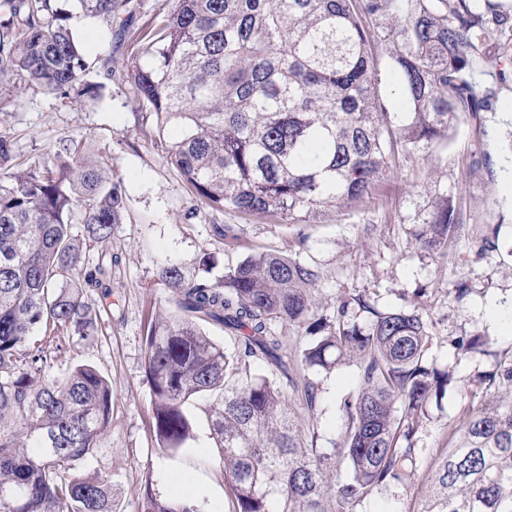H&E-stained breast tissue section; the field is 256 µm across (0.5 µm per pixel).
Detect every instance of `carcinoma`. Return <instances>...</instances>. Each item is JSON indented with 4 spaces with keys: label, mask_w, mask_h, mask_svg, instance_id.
Segmentation results:
<instances>
[{
    "label": "carcinoma",
    "mask_w": 512,
    "mask_h": 512,
    "mask_svg": "<svg viewBox=\"0 0 512 512\" xmlns=\"http://www.w3.org/2000/svg\"><path fill=\"white\" fill-rule=\"evenodd\" d=\"M107 30L136 11L133 0H77ZM139 29L141 49L125 78L178 136L168 157L190 188L217 210L271 215L294 224L311 210L370 200L399 156L448 136L462 115L490 112L512 90V0H172ZM0 74L16 72L65 95L89 62L59 0H0ZM385 48L403 112L388 110L374 53ZM491 66L475 81L476 66ZM120 186L83 154L64 146L49 164L0 177V512H113L112 481L76 474L112 421V385L78 364L47 382L43 365L68 340L99 335L88 289L106 268L89 252L122 220ZM461 222L442 192L415 234L427 250L448 246ZM83 225V235L72 226ZM203 254L191 268L170 260L159 279L175 312L147 325L145 374L160 446L191 437L186 405L208 408L232 512H325L327 471L344 461L336 512H350L391 483L419 479L413 436L445 396L450 373L425 363L430 336L422 314L381 311L361 293L337 300L336 315L315 318L318 272L275 252L252 254L210 273ZM309 336L288 363L272 325ZM237 337L231 355L207 331ZM42 335L33 349L31 337ZM263 363L242 375V359ZM355 359L363 386L343 403L337 456L320 453L289 415L284 387H314L294 373L330 371ZM512 395V361L489 382ZM140 512H197L191 496L162 497L148 481ZM423 512H512V398L472 395L448 454L435 467Z\"/></svg>",
    "instance_id": "1"
}]
</instances>
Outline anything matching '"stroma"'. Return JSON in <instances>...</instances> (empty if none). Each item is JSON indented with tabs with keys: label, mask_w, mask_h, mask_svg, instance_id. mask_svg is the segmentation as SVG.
Returning <instances> with one entry per match:
<instances>
[{
	"label": "stroma",
	"mask_w": 512,
	"mask_h": 512,
	"mask_svg": "<svg viewBox=\"0 0 512 512\" xmlns=\"http://www.w3.org/2000/svg\"><path fill=\"white\" fill-rule=\"evenodd\" d=\"M134 2L128 28L107 34L101 22L76 12L75 0H66L90 63L85 80L92 93L62 96L24 77L0 75V139L11 154L6 171L51 161L76 141L108 170L124 199L111 239L91 252L112 263L104 289L89 294L99 335L90 343H67L43 369L46 379L56 380L74 365L89 364L112 385V423L101 448L74 461L75 472L111 477L114 512H140L147 484L168 498L191 492L198 512H231L205 401L189 408L195 422L191 439L176 450L160 448L149 414L143 336L148 320L174 311L173 293L158 278L164 260L191 265L209 253L219 261L214 270L219 276L254 252L269 251L317 270L320 316L332 317L337 299L358 292L383 311L424 308L431 339L426 361L448 370L451 381L441 406L429 408L414 437L422 480L411 488L388 485L352 507L353 512H418L433 464L446 451L472 392L485 391V378L512 356V91L502 92L492 111L461 117L437 146L400 159L373 202L323 208L295 224L219 211L192 192L171 164L165 147L175 130L158 131L154 113L136 101L124 79L125 63L139 47V27L172 5L171 0ZM478 155L489 156L490 166L475 165ZM444 190L461 202L463 219L441 254L421 248L415 233ZM218 224L224 237L214 233ZM490 235L495 246L482 247ZM460 280L470 292L459 300L451 290ZM490 296L507 312L497 324L480 308ZM477 333L489 341L484 352L457 349L459 340ZM306 376L315 387L314 405L306 406L303 393L289 389L288 410L314 448L329 454L342 442L343 402L356 395L361 372L349 362L329 373L311 369Z\"/></svg>",
	"instance_id": "35a3bbf8"
}]
</instances>
